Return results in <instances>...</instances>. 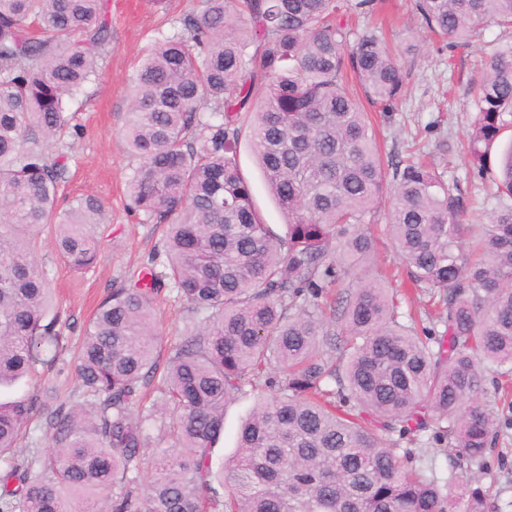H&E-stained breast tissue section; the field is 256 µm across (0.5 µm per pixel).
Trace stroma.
I'll list each match as a JSON object with an SVG mask.
<instances>
[{
    "label": "stroma",
    "instance_id": "stroma-1",
    "mask_svg": "<svg viewBox=\"0 0 512 512\" xmlns=\"http://www.w3.org/2000/svg\"><path fill=\"white\" fill-rule=\"evenodd\" d=\"M196 0H109L112 41L102 53L99 76L89 84L78 103L73 105L74 124L80 135L70 137L68 179L58 199L60 208H68L86 194L100 197L105 205V222L98 225L102 246L96 263L83 273L74 272L57 254L48 234L38 237L37 258L55 290L60 312V342L39 366L40 378L52 382L61 400H81L82 393L74 374V354L84 328L97 305L112 287L123 284L140 268L163 272V243L166 227L150 223L128 209L127 182L132 160L127 155L121 133L130 109L129 91L138 59L152 47L156 38L177 31L180 21ZM386 13L392 27L386 28L387 44L402 52L408 71L405 94L395 112L375 117L374 127L385 156L408 160L417 154L441 174L444 181L458 182L470 206L464 217L473 229L486 224L494 208V171L477 174L468 162L463 146L474 112L465 93L467 83L477 81L488 55L512 44V28L487 24L469 46L443 48L425 29L412 7V0H387ZM418 41L423 52L406 55L407 44ZM242 171L265 223L283 232L286 217L269 194L252 153L249 136L238 145ZM376 238L374 254L364 269L351 270L346 283L355 286L362 271L385 275L393 293L401 322L428 323L426 313L433 300L431 292L407 294L403 264L386 231L384 213L371 220ZM160 356H168L180 339L187 307L170 288L162 289L154 299ZM264 384L245 386L224 409V437L215 446L213 461L222 464L237 447L241 422L258 399L266 395ZM481 480L501 504L512 503V430H507L492 449L489 466Z\"/></svg>",
    "mask_w": 512,
    "mask_h": 512
}]
</instances>
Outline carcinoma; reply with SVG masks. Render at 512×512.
<instances>
[{
	"instance_id": "1",
	"label": "carcinoma",
	"mask_w": 512,
	"mask_h": 512,
	"mask_svg": "<svg viewBox=\"0 0 512 512\" xmlns=\"http://www.w3.org/2000/svg\"><path fill=\"white\" fill-rule=\"evenodd\" d=\"M381 0H201L140 61L121 138L135 161L130 208L168 226L164 274L112 289L85 328L75 365L84 400L49 386L0 402V512H500L480 480L512 413L486 399L512 376V143L495 207L464 249L468 201L421 162L386 168L366 107L391 112L405 91L401 61L374 28L348 20ZM432 35L465 45L485 23L512 28V0H415ZM112 38L106 0H0V388L37 375L59 341L51 288L30 233L48 224L58 255L91 268L105 207L95 195L58 210L68 155L46 145L71 124L70 104L98 73ZM472 167L512 127V45L471 85ZM253 154L287 217L266 224L237 159L241 117ZM386 211L415 289H436L419 335L399 321L378 280L336 290L367 262L362 231ZM186 302L180 342L155 356L151 294ZM160 378L147 408L141 389ZM261 381L236 454L213 470L224 408ZM51 452L18 463L33 417ZM167 434L141 485L148 429ZM417 465L404 467L396 453ZM456 449L446 476L420 446Z\"/></svg>"
}]
</instances>
